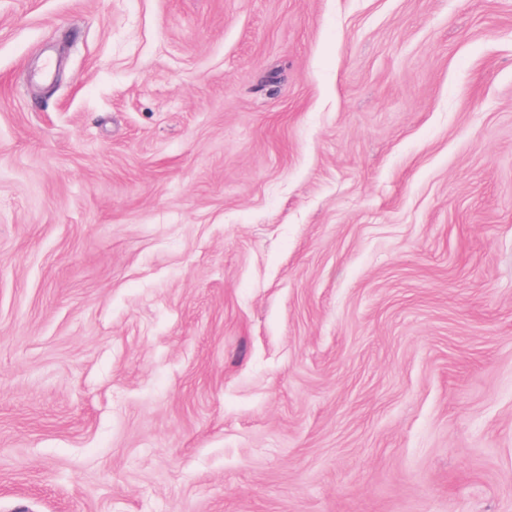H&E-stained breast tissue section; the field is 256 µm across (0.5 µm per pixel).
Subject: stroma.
Masks as SVG:
<instances>
[{
	"label": "stroma",
	"instance_id": "obj_1",
	"mask_svg": "<svg viewBox=\"0 0 512 512\" xmlns=\"http://www.w3.org/2000/svg\"><path fill=\"white\" fill-rule=\"evenodd\" d=\"M0 512H512V0H0Z\"/></svg>",
	"mask_w": 512,
	"mask_h": 512
}]
</instances>
